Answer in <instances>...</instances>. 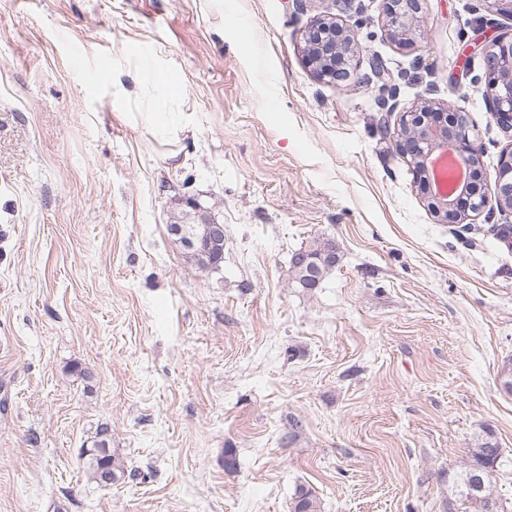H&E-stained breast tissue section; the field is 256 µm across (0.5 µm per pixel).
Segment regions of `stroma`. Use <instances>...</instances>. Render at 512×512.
Listing matches in <instances>:
<instances>
[{"instance_id":"obj_1","label":"stroma","mask_w":512,"mask_h":512,"mask_svg":"<svg viewBox=\"0 0 512 512\" xmlns=\"http://www.w3.org/2000/svg\"><path fill=\"white\" fill-rule=\"evenodd\" d=\"M327 11L366 21L346 83L302 61ZM422 16L403 46L380 0H0V512H292L300 484L321 512H458L484 432L512 456V215L439 223L385 133L449 104L493 183L512 140L479 46L512 17ZM145 53L183 88L166 141L137 118ZM188 196L224 224L220 271L168 231ZM318 237L338 263L292 286ZM103 426L140 479L90 483Z\"/></svg>"}]
</instances>
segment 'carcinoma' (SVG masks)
I'll return each instance as SVG.
<instances>
[{"label": "carcinoma", "mask_w": 512, "mask_h": 512, "mask_svg": "<svg viewBox=\"0 0 512 512\" xmlns=\"http://www.w3.org/2000/svg\"><path fill=\"white\" fill-rule=\"evenodd\" d=\"M111 435L109 429L100 427L92 446L80 449V459L83 460L88 478L100 487H107L126 479L136 480L141 473L133 470L126 472V468L112 454L110 447ZM498 447L494 433L485 432L481 442L469 449L470 462L464 471L457 474L452 484V495L463 506L462 512H485L483 498L493 494V483L497 475L512 466V458L500 454L495 458L486 457V450ZM482 476L484 491H474L470 484V476ZM293 512H321L320 501L315 493L304 485L296 487L293 496Z\"/></svg>", "instance_id": "obj_1"}]
</instances>
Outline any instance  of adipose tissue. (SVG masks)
<instances>
[{
  "label": "adipose tissue",
  "mask_w": 512,
  "mask_h": 512,
  "mask_svg": "<svg viewBox=\"0 0 512 512\" xmlns=\"http://www.w3.org/2000/svg\"><path fill=\"white\" fill-rule=\"evenodd\" d=\"M132 77L138 86L150 89L152 95L141 104L140 118L143 126L154 136L167 139L172 132L174 114L169 105L179 95L178 87L162 78L151 61H143Z\"/></svg>",
  "instance_id": "ef3b65f1"
}]
</instances>
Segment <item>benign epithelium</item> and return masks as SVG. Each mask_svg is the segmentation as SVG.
I'll return each instance as SVG.
<instances>
[{"label":"benign epithelium","mask_w":512,"mask_h":512,"mask_svg":"<svg viewBox=\"0 0 512 512\" xmlns=\"http://www.w3.org/2000/svg\"><path fill=\"white\" fill-rule=\"evenodd\" d=\"M421 0H382L381 10L390 36L399 44L409 46L420 35ZM358 49L355 30L336 15L328 13L315 18L304 31L301 54L317 79L328 82H346L352 79L351 62ZM490 112L507 132H512V31L504 32L486 43L481 51ZM374 69L381 81L380 107L391 112L389 100L395 98L396 88L381 63ZM469 115L446 104L422 100L404 111L400 128L393 139L396 153L411 165L417 182L428 195L429 207L443 224H471L485 210L512 214V147L500 154L496 187L488 189L481 184L480 160L482 146L470 135ZM452 148L455 158L465 171V182L452 194H442L429 171L430 159L438 152ZM195 213L207 214L206 223L212 225V241L202 244L181 224L169 226L171 235L186 249L209 252L212 244L224 236V224L209 212L200 199L182 200Z\"/></svg>","instance_id":"benign-epithelium-1"}]
</instances>
